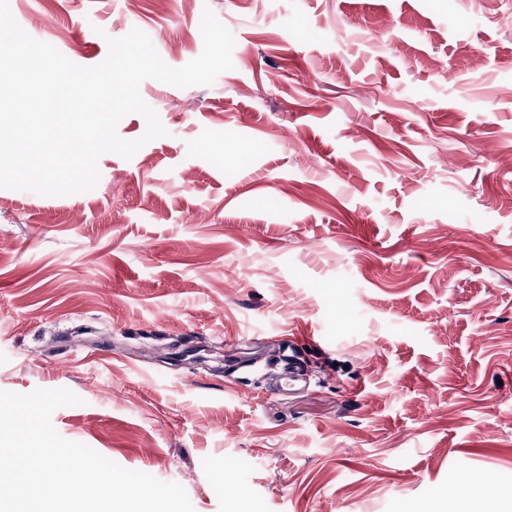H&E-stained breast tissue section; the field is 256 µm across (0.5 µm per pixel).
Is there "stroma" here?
<instances>
[{
	"label": "stroma",
	"instance_id": "stroma-1",
	"mask_svg": "<svg viewBox=\"0 0 512 512\" xmlns=\"http://www.w3.org/2000/svg\"><path fill=\"white\" fill-rule=\"evenodd\" d=\"M94 66L179 68L211 9L234 67L142 82L166 136L92 191L0 188V391L182 485L194 512H411L474 475L512 503V23L498 0H9ZM294 345L313 374L225 373Z\"/></svg>",
	"mask_w": 512,
	"mask_h": 512
}]
</instances>
